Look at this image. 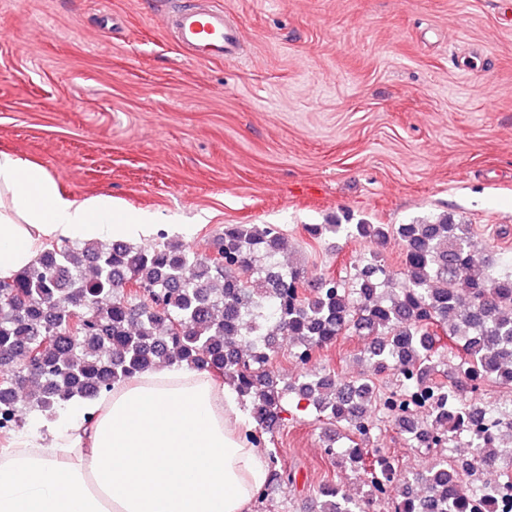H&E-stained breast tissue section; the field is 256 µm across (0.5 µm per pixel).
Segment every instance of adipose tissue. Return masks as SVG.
<instances>
[{
	"mask_svg": "<svg viewBox=\"0 0 512 512\" xmlns=\"http://www.w3.org/2000/svg\"><path fill=\"white\" fill-rule=\"evenodd\" d=\"M160 229L109 195L63 192L40 165L0 152V278L45 242H138ZM233 390L163 366L70 403L0 449V512H251L267 483L265 451Z\"/></svg>",
	"mask_w": 512,
	"mask_h": 512,
	"instance_id": "1",
	"label": "adipose tissue"
}]
</instances>
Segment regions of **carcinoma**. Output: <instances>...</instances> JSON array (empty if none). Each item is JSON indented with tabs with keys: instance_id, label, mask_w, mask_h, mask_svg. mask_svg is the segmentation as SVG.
<instances>
[{
	"instance_id": "carcinoma-1",
	"label": "carcinoma",
	"mask_w": 512,
	"mask_h": 512,
	"mask_svg": "<svg viewBox=\"0 0 512 512\" xmlns=\"http://www.w3.org/2000/svg\"><path fill=\"white\" fill-rule=\"evenodd\" d=\"M325 232L403 245L399 270L379 252L354 261L344 279H308L303 268L275 261L284 239L274 224H226L215 255L198 259L182 243L139 246L98 241L49 243L36 262L0 279V432L23 419H51L73 398H95L146 369L186 365L233 383L249 403L263 444L283 424L289 404L312 405L319 417L364 436L373 405L398 426L411 448H443L464 434L466 460L444 456L402 479L394 512H494L474 492L472 473L501 467L502 427L476 429L484 408L468 383L512 386V259L478 249L471 225L452 213L410 224H311ZM461 337L457 378L436 381L447 364L438 331ZM293 339L306 370L279 387L270 370L276 337ZM364 341L363 361L401 377L395 393L371 378L341 383L335 372L307 368L312 353L342 336ZM348 459L367 475L370 493L356 499L334 488L316 512H371L391 480L389 457L355 439ZM268 469L279 486L294 476L276 453Z\"/></svg>"
}]
</instances>
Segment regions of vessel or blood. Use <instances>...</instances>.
Masks as SVG:
<instances>
[{
    "instance_id": "b4317fda",
    "label": "vessel or blood",
    "mask_w": 512,
    "mask_h": 512,
    "mask_svg": "<svg viewBox=\"0 0 512 512\" xmlns=\"http://www.w3.org/2000/svg\"><path fill=\"white\" fill-rule=\"evenodd\" d=\"M174 41L198 61L235 58L241 40L238 28L224 17L216 0H197L195 7L168 17Z\"/></svg>"
}]
</instances>
